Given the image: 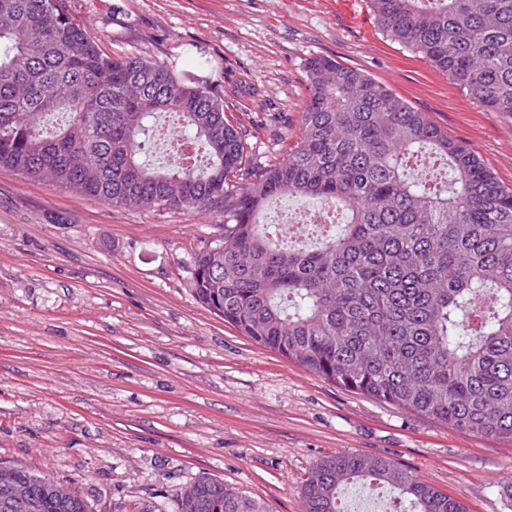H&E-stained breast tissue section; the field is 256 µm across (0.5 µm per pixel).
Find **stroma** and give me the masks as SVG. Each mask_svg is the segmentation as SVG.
<instances>
[{"label":"stroma","instance_id":"obj_1","mask_svg":"<svg viewBox=\"0 0 512 512\" xmlns=\"http://www.w3.org/2000/svg\"><path fill=\"white\" fill-rule=\"evenodd\" d=\"M103 51L218 88L248 156L300 135L313 55L425 112L512 187V116L472 99L377 27L368 0H68ZM224 232L209 215L113 207L0 169V463L89 512H176L207 476L265 512H301L332 454L385 456L469 512H512V443L334 385L262 348L187 286Z\"/></svg>","mask_w":512,"mask_h":512}]
</instances>
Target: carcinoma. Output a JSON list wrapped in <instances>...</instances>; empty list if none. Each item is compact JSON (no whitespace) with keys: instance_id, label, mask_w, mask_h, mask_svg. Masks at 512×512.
Instances as JSON below:
<instances>
[{"instance_id":"cac0c4a2","label":"carcinoma","mask_w":512,"mask_h":512,"mask_svg":"<svg viewBox=\"0 0 512 512\" xmlns=\"http://www.w3.org/2000/svg\"><path fill=\"white\" fill-rule=\"evenodd\" d=\"M378 28L484 107L512 116V0H370ZM309 98L286 158L246 165L212 88L152 59L105 53L67 0H0V168L114 207L194 211L224 236L193 257V299L261 347L347 390L464 432L512 440V188L363 71L306 59ZM281 197L345 221L288 243L263 222ZM41 512H88L10 467ZM390 488L410 512H467L386 457L330 455L302 512H352L341 487ZM196 512H264L202 477Z\"/></svg>"}]
</instances>
